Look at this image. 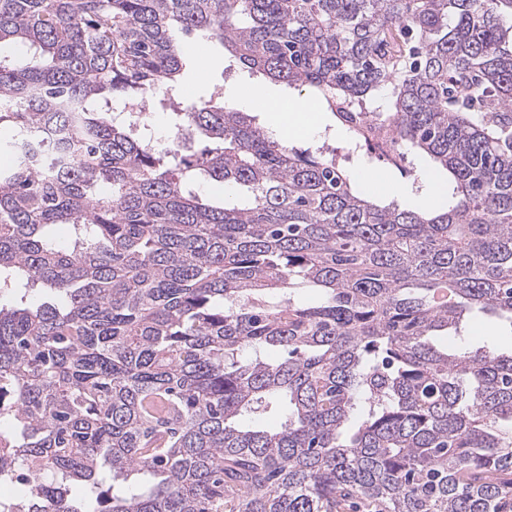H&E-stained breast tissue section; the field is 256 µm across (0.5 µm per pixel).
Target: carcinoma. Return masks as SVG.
I'll use <instances>...</instances> for the list:
<instances>
[{
	"mask_svg": "<svg viewBox=\"0 0 512 512\" xmlns=\"http://www.w3.org/2000/svg\"><path fill=\"white\" fill-rule=\"evenodd\" d=\"M512 0H0V512H512ZM448 172L381 205L223 92L179 108L173 30ZM184 139L136 132L145 100ZM68 131L48 169L33 140ZM241 190L229 208L188 189ZM73 226L70 249L49 235ZM318 288L320 301L295 299ZM277 349L281 355L271 357ZM288 401L276 430L241 419ZM359 426L346 429L352 413ZM84 487L80 499L71 483ZM48 291L40 286L24 288L22 285L11 284L8 288H2L0 291V305L14 306L20 305L21 301L26 303H35L46 300ZM462 340L458 337H436V342L450 346L480 347L493 345L503 351L511 349V331L505 318L497 316H482L472 322H466L462 327Z\"/></svg>",
	"mask_w": 512,
	"mask_h": 512,
	"instance_id": "cac0c4a2",
	"label": "carcinoma"
}]
</instances>
